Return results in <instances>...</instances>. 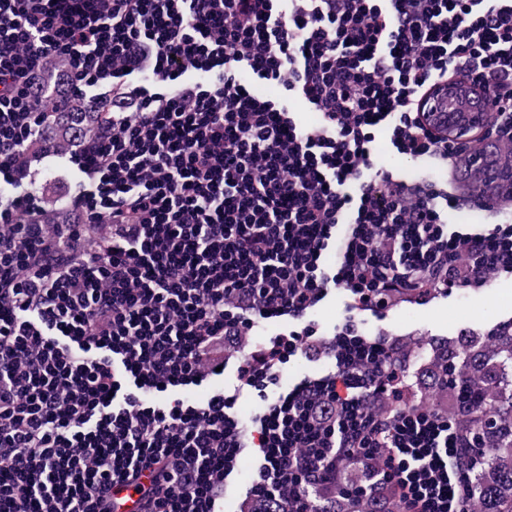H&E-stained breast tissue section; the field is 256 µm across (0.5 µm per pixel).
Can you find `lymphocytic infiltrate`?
Segmentation results:
<instances>
[{
	"label": "lymphocytic infiltrate",
	"instance_id": "lymphocytic-infiltrate-1",
	"mask_svg": "<svg viewBox=\"0 0 512 512\" xmlns=\"http://www.w3.org/2000/svg\"><path fill=\"white\" fill-rule=\"evenodd\" d=\"M56 57L99 122L60 171L66 224L33 192ZM451 78L478 89L480 134L433 122ZM489 138L512 163V0H0V512H120L126 489L138 512H224L245 453L264 512H310L351 460L403 512H465L474 438L444 408L374 413L401 368L355 316L512 273V196L480 203L495 223L448 221ZM336 290L326 344L308 316ZM325 344L335 372L279 390ZM231 348L233 389L187 398ZM244 393L267 400L248 427ZM67 64L63 60H54L47 73L40 78L42 86L40 93L42 94V104L46 112H52L55 105V98L61 90L59 78L62 72L66 71Z\"/></svg>",
	"mask_w": 512,
	"mask_h": 512
}]
</instances>
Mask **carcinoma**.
Wrapping results in <instances>:
<instances>
[{"instance_id": "carcinoma-1", "label": "carcinoma", "mask_w": 512, "mask_h": 512, "mask_svg": "<svg viewBox=\"0 0 512 512\" xmlns=\"http://www.w3.org/2000/svg\"><path fill=\"white\" fill-rule=\"evenodd\" d=\"M63 60L52 62L40 78L42 104L45 111L54 109L61 90L59 78L66 71ZM70 110L61 118L56 139L48 148L64 155L73 138L89 139L96 125L86 115L88 102L84 95L68 94ZM448 375L464 385L470 411L455 419L456 428L464 434L477 433L490 460L477 466L468 485V512H512V333L497 336L473 333L461 348L449 342L433 350L425 375L417 385L416 395L422 405L438 406L433 394H446L440 378ZM331 512H401V504L393 495L376 504L366 497H355L340 486Z\"/></svg>"}]
</instances>
